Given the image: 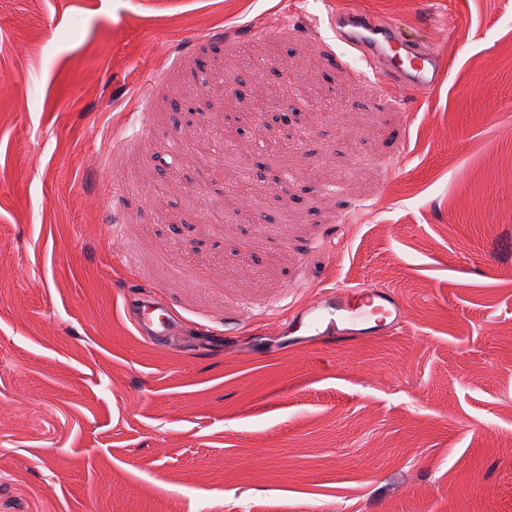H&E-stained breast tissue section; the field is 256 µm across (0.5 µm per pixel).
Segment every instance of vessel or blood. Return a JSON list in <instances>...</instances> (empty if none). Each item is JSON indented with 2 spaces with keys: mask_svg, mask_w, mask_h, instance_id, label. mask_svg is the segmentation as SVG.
Returning <instances> with one entry per match:
<instances>
[{
  "mask_svg": "<svg viewBox=\"0 0 512 512\" xmlns=\"http://www.w3.org/2000/svg\"><path fill=\"white\" fill-rule=\"evenodd\" d=\"M331 25L337 37L359 51L384 92L435 91L447 68L441 53L419 47L391 23L350 9L336 13ZM127 314L140 336L156 346L174 336L176 318L159 297L138 295L126 302ZM404 308L397 294L377 285L324 290L294 308L278 325L277 333L293 343L324 348L389 336L404 323Z\"/></svg>",
  "mask_w": 512,
  "mask_h": 512,
  "instance_id": "vessel-or-blood-1",
  "label": "vessel or blood"
}]
</instances>
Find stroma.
Wrapping results in <instances>:
<instances>
[{
	"instance_id": "1",
	"label": "stroma",
	"mask_w": 512,
	"mask_h": 512,
	"mask_svg": "<svg viewBox=\"0 0 512 512\" xmlns=\"http://www.w3.org/2000/svg\"><path fill=\"white\" fill-rule=\"evenodd\" d=\"M352 7L438 89L383 97ZM337 285L404 326L250 355ZM0 512H512V0H0ZM331 25L341 41L359 51L385 93L393 89L429 93L438 88L447 69L446 57L418 47L417 40L404 37L394 24L350 9L336 12ZM126 310L140 336L153 345L164 346L175 336L176 318L159 297L138 294L127 300Z\"/></svg>"
}]
</instances>
